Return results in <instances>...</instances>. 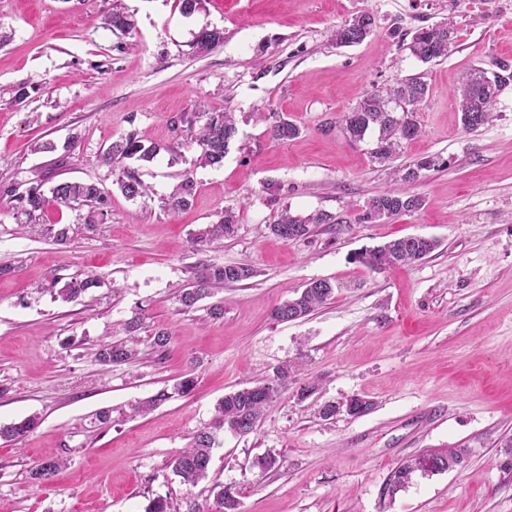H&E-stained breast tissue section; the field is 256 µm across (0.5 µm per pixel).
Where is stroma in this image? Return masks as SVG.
Listing matches in <instances>:
<instances>
[{"label": "stroma", "mask_w": 512, "mask_h": 512, "mask_svg": "<svg viewBox=\"0 0 512 512\" xmlns=\"http://www.w3.org/2000/svg\"><path fill=\"white\" fill-rule=\"evenodd\" d=\"M132 15L123 33L105 23ZM376 21L361 43L339 46L336 26L362 13ZM445 22L455 30L447 57L424 63L407 48L412 33ZM224 43L196 53L203 27ZM0 425L35 415L38 427L0 439V512H202L213 488L236 491L239 512H512V86L497 117L466 131L457 91L468 72L512 61V0H205L185 16L178 0H0ZM418 76L429 95L418 108L419 138L383 165L374 136L355 142L342 116L372 87ZM233 113L238 136L219 166L200 167L184 118ZM300 133L278 141L270 114ZM136 132L156 147L150 160L101 163L119 137ZM56 151L31 152L36 141ZM425 156L413 190L423 206L377 223L361 215L371 197L400 186ZM145 193L120 191L123 169ZM195 195L183 210L165 203L184 179ZM62 180L96 183L105 215L88 227V207L46 198L33 218L4 190ZM332 215L286 242L269 226L281 209ZM233 211L239 224L222 247L193 250L192 235ZM69 226V238L26 232V221ZM439 246L424 259L381 271L357 252L405 237ZM243 264L251 279L219 286L189 312L176 295L202 263ZM96 277L98 287L66 302L61 288ZM314 279L333 300L309 316L278 322L274 307ZM223 304L214 319L208 309ZM140 316L137 360L104 367L97 344L122 339ZM171 342L164 358L150 344ZM298 362L256 430L224 432L209 474L180 482L172 462L209 426L225 394ZM198 379L172 393L182 375ZM318 391L299 400L300 386ZM168 391L144 416L136 402ZM354 395L374 403L361 417L326 420L318 408ZM110 411L109 424L95 416ZM467 448L460 469L413 475L388 492L394 471L418 454ZM281 457L261 472L257 457ZM66 467L48 482L30 473L48 459Z\"/></svg>", "instance_id": "1"}]
</instances>
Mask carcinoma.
I'll use <instances>...</instances> for the list:
<instances>
[{
  "label": "carcinoma",
  "mask_w": 512,
  "mask_h": 512,
  "mask_svg": "<svg viewBox=\"0 0 512 512\" xmlns=\"http://www.w3.org/2000/svg\"><path fill=\"white\" fill-rule=\"evenodd\" d=\"M374 28V18L361 14L334 30L333 41L340 46L359 44L369 36ZM454 42V30L444 23L418 29L412 36L408 49L422 62L428 63L448 55L449 46ZM224 44V32L218 29H201L195 36L192 48L198 53L209 52ZM496 70L489 71L478 67L471 70L461 85L458 96L464 100L461 109L462 124L465 130L475 132L494 119V110L499 93L512 83V64L507 61L493 63ZM429 94L427 83L418 77L406 78L395 86L374 88L366 92L357 104L344 114V129L354 141L364 139L370 130L378 131L372 157L380 162H390L400 154L403 142L417 138L421 128L417 122L416 106ZM205 122L194 131L196 120L187 119L189 142L198 144L201 152L196 162L201 166H215L223 162L231 143L237 134L234 118L230 112H206ZM299 128L286 118L276 121L271 136L276 140H287L298 136ZM157 152V147H146L130 132L112 142L102 154L101 161L117 164L125 159L136 157L148 160ZM445 162L438 157L425 156L403 177L413 183L423 170H438ZM121 191L134 200L143 196V183L135 172L128 170L118 179ZM193 180L186 178L168 201V209L175 212L187 207L194 195ZM50 192L55 201L64 206H88L96 213L104 215L106 203L103 192L93 183L66 180L55 184ZM15 208L25 215L41 209L45 202L41 185L30 186L20 192L15 188L4 190ZM424 199L408 188L390 189L367 202L365 212L391 219L405 212L415 211L423 206ZM333 217L319 213L308 217L292 215L288 209L281 210L270 231L284 241H294L307 236L312 224H329ZM237 216L224 212L216 224H207L193 236L197 244H219L225 237L235 232ZM438 247L435 239L406 236L388 241L382 245L365 249L354 256L355 262L371 271L385 266L410 264L424 259ZM254 270L248 266L235 264H204L194 278L179 294L183 309L190 310L211 294V290L221 284H234L253 277ZM98 286L96 279L87 277L67 283L60 291L63 300L69 301L92 287ZM334 297L333 285L325 279L308 282L300 294L273 311V317L280 322L301 319ZM141 328V320L135 316L125 323L128 339L103 343L94 353L95 361L103 366H115L135 362L138 356L134 332ZM277 392L272 381H261L232 391L221 399L215 407V416L210 426L198 431L190 446L173 460L172 472L186 485L194 486L208 475L209 465L215 448L214 438L226 429L240 425L251 432L270 407ZM38 425L37 418L27 417L17 423L0 426V438L18 440L33 431ZM470 450L448 448L443 451L424 453L400 465L392 475L389 491L395 492L409 482L412 475H434L453 471L465 463ZM65 460L47 461L35 468L31 479L36 484L49 479ZM238 499L229 488L221 487L215 494V512H237Z\"/></svg>",
  "instance_id": "obj_1"
}]
</instances>
